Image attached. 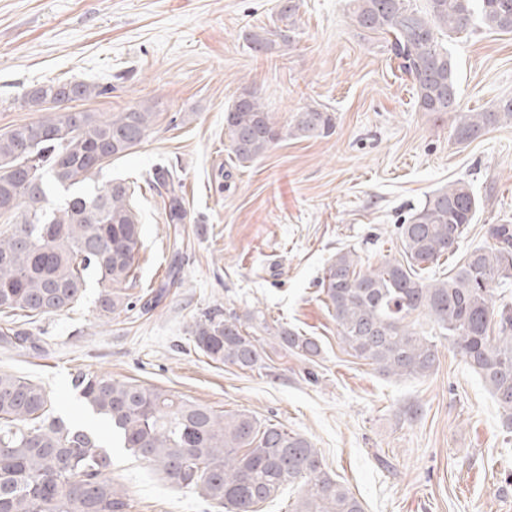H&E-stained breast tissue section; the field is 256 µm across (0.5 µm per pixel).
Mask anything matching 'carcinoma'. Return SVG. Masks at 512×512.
Segmentation results:
<instances>
[{
    "mask_svg": "<svg viewBox=\"0 0 512 512\" xmlns=\"http://www.w3.org/2000/svg\"><path fill=\"white\" fill-rule=\"evenodd\" d=\"M363 32L381 37L397 69L416 91L421 111L455 112L456 66L439 37H452L478 21L512 32V0H353ZM296 0H281L274 26L245 35L259 54H286L295 41ZM103 94L96 85L50 81L24 94L31 108L51 111L0 135V315L32 318L56 314L78 302L87 278H96L99 316L128 307L124 286L133 277L141 246L135 187L123 179L99 186L112 164L141 144L157 117L154 106L96 113L71 103ZM512 121V97L494 109L466 112L455 129L458 142ZM333 113L308 107L295 114L289 135L328 137ZM224 134L240 164L264 156L281 132L261 100L239 96L224 113ZM154 187L169 193L166 220L186 218L166 172ZM481 209L471 184L457 180L434 191L397 227L401 258L365 270L359 257L337 252L320 288L350 356L384 376L426 377L438 361L440 336L479 375L512 430V304L495 300L493 286L512 282V224H490L487 248H477L443 276L421 273L457 254ZM432 323L421 328L419 316ZM258 328L277 346L307 360L320 356L318 338L267 322L262 311L247 322L218 311L191 325L195 346L211 361L252 370L263 361ZM86 410L112 427L122 447L143 459L170 484L188 488L224 512H255L293 488L289 512H364L350 489L326 470L303 435L282 425H261L249 412L219 414L172 393L104 375L81 373L74 381ZM112 460L99 436L55 416L38 384L0 373V512H125L124 489L112 482Z\"/></svg>",
    "mask_w": 512,
    "mask_h": 512,
    "instance_id": "obj_1",
    "label": "carcinoma"
}]
</instances>
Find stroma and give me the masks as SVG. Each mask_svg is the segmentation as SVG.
<instances>
[{"instance_id": "1", "label": "stroma", "mask_w": 512, "mask_h": 512, "mask_svg": "<svg viewBox=\"0 0 512 512\" xmlns=\"http://www.w3.org/2000/svg\"><path fill=\"white\" fill-rule=\"evenodd\" d=\"M288 55H260L243 31L272 26L280 0H0V134L34 120L31 85L77 80L107 87L78 102L90 112L155 104L146 139L103 179L139 185L142 246L125 292L130 306L99 319L89 280L72 308L0 319L35 348L0 342V372L43 386L56 416L98 429L72 386L79 373L158 388L311 440L365 512H512V432L479 377L447 340L426 377L397 380L349 356L320 292L338 250L362 265L399 257L397 227L433 191L463 180L483 207L460 253L489 246L487 225L512 224V122L461 145L465 112L512 97V33L477 26L447 42L460 109L419 111L415 90L351 0H298ZM244 92L266 105L282 138L236 164L224 112ZM333 112L327 138H294L296 112ZM165 167L180 181L184 223H167L147 182ZM221 310L262 311L322 343L308 362L269 349L253 370L212 362L192 322ZM111 476L127 512H217L111 442Z\"/></svg>"}]
</instances>
